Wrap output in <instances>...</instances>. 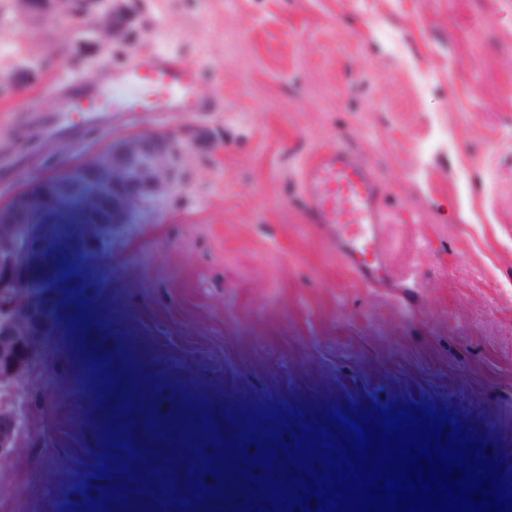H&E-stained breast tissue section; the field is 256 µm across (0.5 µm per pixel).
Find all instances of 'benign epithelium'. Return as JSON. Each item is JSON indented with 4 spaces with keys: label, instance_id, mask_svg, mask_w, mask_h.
Returning <instances> with one entry per match:
<instances>
[{
    "label": "benign epithelium",
    "instance_id": "1",
    "mask_svg": "<svg viewBox=\"0 0 512 512\" xmlns=\"http://www.w3.org/2000/svg\"><path fill=\"white\" fill-rule=\"evenodd\" d=\"M18 13L32 24L56 17L83 20L79 38L70 54L92 65L105 42L122 46L130 39L135 16L126 0H15ZM37 70L23 64L6 77H0V94L22 87L36 79ZM194 137L170 136L155 132L127 135L112 140V145L96 155L83 168L84 178L101 183L112 190V204L137 210L169 194L179 184L184 158ZM71 182L61 181L42 193L45 203L59 207L68 199ZM30 199L19 196L6 211L0 210V268L13 264L17 252L16 239L24 232L17 214ZM11 313L0 307V457L11 447L14 432L21 428V415L11 407V381L6 367L12 361L16 346Z\"/></svg>",
    "mask_w": 512,
    "mask_h": 512
}]
</instances>
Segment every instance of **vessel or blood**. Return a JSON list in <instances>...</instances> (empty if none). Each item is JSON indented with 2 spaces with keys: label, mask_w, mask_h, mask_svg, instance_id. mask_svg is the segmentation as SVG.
<instances>
[{
  "label": "vessel or blood",
  "mask_w": 512,
  "mask_h": 512,
  "mask_svg": "<svg viewBox=\"0 0 512 512\" xmlns=\"http://www.w3.org/2000/svg\"><path fill=\"white\" fill-rule=\"evenodd\" d=\"M58 81L73 92L75 113L108 107L115 112H203L197 76L177 56L155 51L151 60L120 69L106 89L84 86L72 71ZM298 199L307 223L331 241L343 264L367 286L386 285L391 274L378 247L390 214L372 170L343 146L318 151L303 165Z\"/></svg>",
  "instance_id": "obj_1"
}]
</instances>
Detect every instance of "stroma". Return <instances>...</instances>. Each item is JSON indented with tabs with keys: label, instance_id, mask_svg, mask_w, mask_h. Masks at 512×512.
<instances>
[{
	"label": "stroma",
	"instance_id": "35a3bbf8",
	"mask_svg": "<svg viewBox=\"0 0 512 512\" xmlns=\"http://www.w3.org/2000/svg\"><path fill=\"white\" fill-rule=\"evenodd\" d=\"M129 6V45L91 68L68 55L72 22L34 26L0 0V75L49 61L0 95V209L78 175L113 139L200 135L173 194L84 225L78 265L97 287L70 298L79 329L48 324L50 291L19 248L5 282L25 328L15 403L26 424L0 464V512L98 500L103 442L125 441L111 420L126 403L139 441L176 431L195 451L242 411L272 427L279 414L309 419L364 398L438 404L512 456V0ZM159 49L199 73L212 111L101 112L42 132L65 98L62 71L102 89ZM336 144L382 183L397 287L358 283L295 203L301 165ZM93 352L135 388L114 398L77 385Z\"/></svg>",
	"mask_w": 512,
	"mask_h": 512
}]
</instances>
